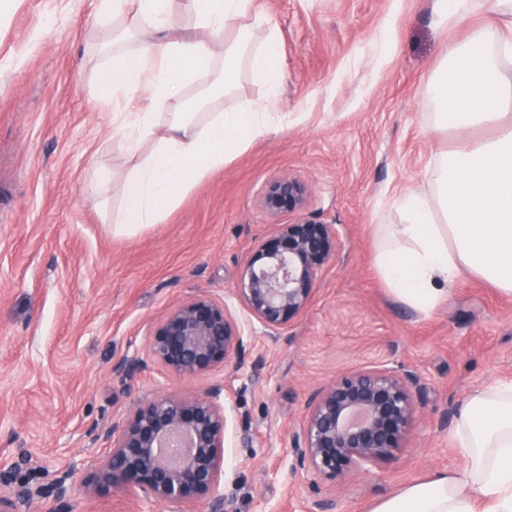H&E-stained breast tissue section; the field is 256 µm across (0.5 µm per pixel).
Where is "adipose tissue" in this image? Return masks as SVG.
Here are the masks:
<instances>
[{
	"instance_id": "1",
	"label": "adipose tissue",
	"mask_w": 512,
	"mask_h": 512,
	"mask_svg": "<svg viewBox=\"0 0 512 512\" xmlns=\"http://www.w3.org/2000/svg\"><path fill=\"white\" fill-rule=\"evenodd\" d=\"M103 13L121 15L103 53L110 60L107 95L149 89L151 106L117 113L126 146L138 160L121 189L110 222L117 232L157 223L196 182L246 150L268 126L262 107L187 112L190 85L224 74L232 92L238 72L260 82L278 79L279 34L266 28L252 0H187L202 37L176 34L172 0H102ZM244 24L232 37L230 19ZM265 28L259 45L249 32ZM224 36V66L216 68L210 36ZM432 123L441 129L490 128L461 149L437 158L428 190L395 200L403 221L377 227L375 267L409 307L427 313L446 288L470 274L512 295V0L448 48L430 84ZM166 116H159V109ZM149 153H141L144 142ZM454 437L465 459L381 501L373 512H512V382L475 391L459 409Z\"/></svg>"
}]
</instances>
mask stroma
<instances>
[{"instance_id":"stroma-1","label":"stroma","mask_w":512,"mask_h":512,"mask_svg":"<svg viewBox=\"0 0 512 512\" xmlns=\"http://www.w3.org/2000/svg\"><path fill=\"white\" fill-rule=\"evenodd\" d=\"M100 0H17L0 19V474L36 487L75 467L82 482L106 448L87 433L156 393L202 390L151 367L126 390L112 365L146 350L152 329L197 295L224 301L246 354L224 379L237 387L225 456L235 512H336L378 502L456 471L459 407L478 387L512 380V295L464 276L429 313L400 301L374 264L378 224H397L393 199L425 191L442 153L469 130L429 119L431 78L472 19L436 25L433 0H255L281 41L276 85L239 72L211 109L266 105L268 130L213 169L160 223L113 232L108 219L132 166L99 93L109 26ZM288 175L309 191L307 216L336 227L337 257L308 309L272 338L236 297L252 246L295 214L271 218L259 199ZM417 374L426 388L405 452L317 484L289 469V437L311 393L354 368ZM74 512H171L121 492L76 495Z\"/></svg>"}]
</instances>
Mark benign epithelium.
<instances>
[{
  "mask_svg": "<svg viewBox=\"0 0 512 512\" xmlns=\"http://www.w3.org/2000/svg\"><path fill=\"white\" fill-rule=\"evenodd\" d=\"M308 189L296 178H272L261 195L271 217L297 214L255 245L240 272L237 295L250 317L285 329L309 306L322 271L336 258V227L304 215ZM246 345L224 301L207 295L173 307L152 330L145 352L127 353L112 377L127 385L151 365L167 376L196 378L237 367ZM424 387L413 373L382 365L344 372L316 390L290 436V468L302 478L333 480L369 471L405 450ZM234 412L222 382L199 392L153 395L93 434L109 448L84 481L88 496L111 490L140 503L163 502L175 512H232L224 485L226 433ZM75 467L32 488L0 479V512H22L36 497L51 498L58 512H72Z\"/></svg>",
  "mask_w": 512,
  "mask_h": 512,
  "instance_id": "1",
  "label": "benign epithelium"
}]
</instances>
